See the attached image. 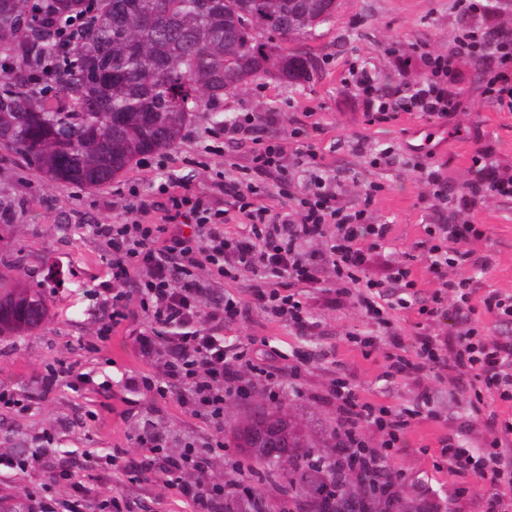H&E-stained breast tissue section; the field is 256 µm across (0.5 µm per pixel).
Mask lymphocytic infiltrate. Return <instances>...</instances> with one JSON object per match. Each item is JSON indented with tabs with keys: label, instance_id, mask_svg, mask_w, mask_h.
<instances>
[{
	"label": "lymphocytic infiltrate",
	"instance_id": "obj_1",
	"mask_svg": "<svg viewBox=\"0 0 512 512\" xmlns=\"http://www.w3.org/2000/svg\"><path fill=\"white\" fill-rule=\"evenodd\" d=\"M458 8L455 58L419 50L422 73L413 86L392 94L367 68L351 67L368 123H392L404 113L442 120L457 112V58L490 60L484 94L500 110L512 112V34L471 23L482 0H460ZM274 122L271 113H237L210 129L205 151L222 157L224 144L248 140L252 150L246 164L225 159L209 187L192 193L173 177L150 198L130 191L123 201V223L87 227L106 253L105 278L93 290L99 328L87 352L101 355L116 330L145 320L147 328L133 337L132 348L156 370L125 377L124 387L144 395L151 408L176 396L192 417L208 425L210 440L183 442L175 452L170 435L149 423L135 437L144 450L138 457L111 448L102 455L65 458L52 433L22 452L0 449V476H12L21 485L14 512H133L122 491L102 497L85 484V477L100 470L130 481L146 476L162 481L187 512H224L225 494L255 495L257 486L239 479L217 483L209 471L211 457L224 448L225 403L246 398L256 384L274 398L281 389L277 369L256 362L248 344L224 334L226 325L253 307L271 322L310 336L318 328L314 303L353 302L377 332L349 334V342L366 353L385 342L387 378L420 385L419 401L411 408L365 399L342 377L325 396L336 409L337 445L346 468L386 501L403 496L402 479L390 465L395 450L421 416L440 417L425 386L430 377L450 375L470 399L489 397L512 409V293L477 292L472 273L488 269L492 259L471 248L484 237V226L465 219L487 199H512V173L494 164L487 146L474 149L468 178L454 194L441 170L417 167L427 198L443 208L414 245L432 286L424 300L412 262H396L387 250L390 225L373 221L371 207L385 183L365 179L361 205L346 206L341 181L315 149L321 127L266 135L265 127ZM273 192L291 202L292 211L264 205L263 197ZM452 214L457 222H449ZM467 266L470 276L449 277V270ZM203 270L209 281L201 280ZM244 271L255 276L248 292L225 291V282ZM414 305L439 325V332H402L393 311ZM489 320L498 326L497 336L486 334ZM93 385L91 373L60 357L36 375L31 388L0 381V410L27 415L61 390L81 398ZM367 428L378 434V444L365 440ZM485 428L487 435L475 448L459 434L442 437L437 465L460 477L489 481L494 491L487 512H512V416L490 415Z\"/></svg>",
	"mask_w": 512,
	"mask_h": 512
}]
</instances>
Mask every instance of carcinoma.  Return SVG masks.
<instances>
[{
  "label": "carcinoma",
  "instance_id": "carcinoma-1",
  "mask_svg": "<svg viewBox=\"0 0 512 512\" xmlns=\"http://www.w3.org/2000/svg\"><path fill=\"white\" fill-rule=\"evenodd\" d=\"M84 0H0V149L53 183L100 188L142 156L170 149L196 113L248 81L308 78L311 56L288 42L329 22L336 0H96L97 22L60 50L47 19L59 25ZM278 34L271 47L253 27ZM55 95L47 97L50 89ZM48 312L38 288L0 290V337L38 327ZM230 442L259 484L285 483L288 507L224 498V512H419L367 496L336 456L279 406L246 410ZM291 461L283 471L271 454Z\"/></svg>",
  "mask_w": 512,
  "mask_h": 512
}]
</instances>
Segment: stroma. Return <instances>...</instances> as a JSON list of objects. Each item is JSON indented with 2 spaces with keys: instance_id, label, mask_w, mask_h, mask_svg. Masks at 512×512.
<instances>
[{
  "instance_id": "obj_1",
  "label": "stroma",
  "mask_w": 512,
  "mask_h": 512,
  "mask_svg": "<svg viewBox=\"0 0 512 512\" xmlns=\"http://www.w3.org/2000/svg\"><path fill=\"white\" fill-rule=\"evenodd\" d=\"M458 22L456 0H338L334 18L298 43L314 60L307 81L289 84L257 79L211 101L210 106L229 116L276 113L278 123L272 129L276 135L302 123H319L318 152L323 163L343 180L342 200L348 205L362 199L369 154L392 148L400 162L377 173L386 190L375 201L373 220L391 225L389 251L393 259L405 260L433 217L432 209L419 202L426 189L415 176V163L441 166L453 193L467 177L476 145H491L496 163L512 171V112L500 111L485 99L481 63L461 59L456 69L462 104L448 123H429L408 114L394 124L370 125L349 84L348 68L354 63L370 68L383 88L397 85L404 77L415 80L419 69L400 76L390 47L409 52L424 44L450 54ZM209 125L206 113H198L174 148L137 161L99 189L49 182L11 153L0 151V206L9 212L8 218L0 219V289L23 283L45 289L48 296V314L36 329L0 340V380L21 388L31 386L45 364L67 356L77 361L79 370L93 372L100 384L91 395V404L63 391L30 415L0 420V444L4 447H32L43 431L54 428L57 446L66 453L122 448L139 455L135 437L145 418L137 412L127 413L128 392L118 379L129 371H151L152 366L133 354L125 332L112 338V364L89 361L84 347L95 342L97 330L89 291L106 260L92 237L72 239L63 227L79 219L87 224L121 223L124 212L114 204L117 191L133 186L146 196L161 178L170 175L184 178L187 186L197 191L209 183L213 171L222 168L224 158L246 163L249 148L245 145L225 147L220 158L205 155ZM360 139L365 142L361 153L355 149ZM469 219L487 228L486 238L474 243V250L493 257L492 266L478 276L480 287L512 292V200L489 199L474 209ZM52 265L57 267L58 277L48 276ZM314 315L319 329L313 336H299L286 325L269 322L256 308L226 326L224 333L249 342L257 357L276 367H287L292 351L318 353V360L299 380L283 382L279 403L328 447L336 445V413L322 396L336 377H347L368 399L401 408L416 405L419 390L413 383L386 378L383 349L366 355L348 342L349 333L373 331L357 306L349 302L318 306ZM431 386L445 421L418 420L390 465L404 475L408 499H419L427 490L445 499L456 498L458 512H485L492 492L489 483L453 477L437 469V446L450 426L467 421L482 425L500 406L489 398L473 406L463 397L452 396V384L445 377L434 379ZM158 407L155 422L172 436L173 447L188 439L201 443L209 439L207 425L189 417L176 397L160 401ZM89 409L95 411V419L86 418ZM63 422L70 423V430L60 431ZM459 487L464 488V495H456Z\"/></svg>"
}]
</instances>
